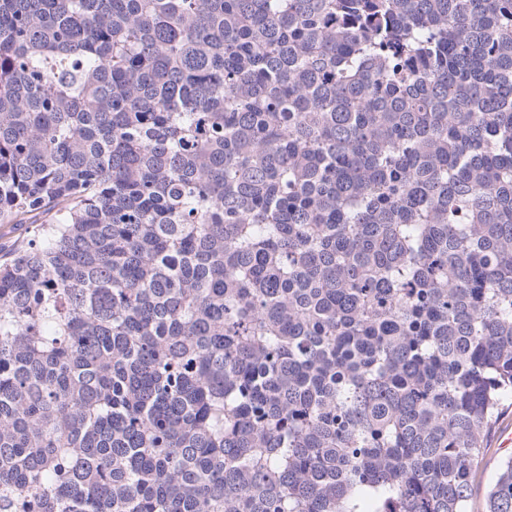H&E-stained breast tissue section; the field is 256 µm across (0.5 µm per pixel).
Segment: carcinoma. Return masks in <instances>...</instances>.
Segmentation results:
<instances>
[{
	"label": "carcinoma",
	"mask_w": 512,
	"mask_h": 512,
	"mask_svg": "<svg viewBox=\"0 0 512 512\" xmlns=\"http://www.w3.org/2000/svg\"><path fill=\"white\" fill-rule=\"evenodd\" d=\"M2 224L0 512H468L512 0H0Z\"/></svg>",
	"instance_id": "obj_1"
}]
</instances>
